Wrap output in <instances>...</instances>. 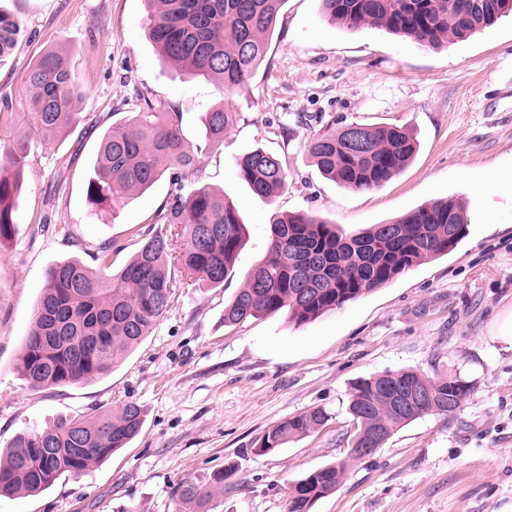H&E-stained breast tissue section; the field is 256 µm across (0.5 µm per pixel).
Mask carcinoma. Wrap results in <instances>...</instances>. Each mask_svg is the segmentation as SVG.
Returning <instances> with one entry per match:
<instances>
[{
	"mask_svg": "<svg viewBox=\"0 0 512 512\" xmlns=\"http://www.w3.org/2000/svg\"><path fill=\"white\" fill-rule=\"evenodd\" d=\"M149 39L161 56L193 78L221 81V91L244 83L265 59L268 38L287 0H146ZM322 14L348 29L382 28L411 42L439 47L464 41L512 15V0H320ZM21 23L0 11V56L9 52ZM24 96L33 131L48 140L82 119L83 94L69 57L48 49L24 74ZM238 113L216 106L203 118L210 142L224 140ZM403 126L351 124L322 128L308 154L325 177L355 191L382 186L402 172L416 153ZM28 142L0 144V242L16 232L18 197ZM196 154L186 142L177 112H159L144 101L128 124L104 133L88 180L96 209L125 205L164 175L173 185L160 213L164 228L144 237L134 257L117 273H98L79 260L48 267L34 307L17 370L32 387L77 384L108 373L123 352L138 345L169 309L176 264L193 282L224 285L244 236V225L229 195L205 184L185 191ZM238 176L261 198L286 184L287 173L273 154L257 148L236 160ZM460 200L424 204L401 219L347 237L322 218L303 212L274 216L266 256L247 285L224 308V322L239 324L285 311L296 323L314 320L389 284L411 267L445 255L466 234ZM413 385L430 403L398 407L393 392ZM469 391L448 374L429 378L406 370L386 371L357 382L350 394L354 437L370 448L385 444L400 427L429 413L431 406L454 416ZM326 420L319 410L289 417L266 431L257 448L267 454ZM143 413L135 402L105 410L92 420L60 418L27 428L0 459V496L41 493L63 475H79L126 447L140 433ZM346 463L329 464L290 488L288 512H311L341 484ZM211 491L194 482L179 487L182 512L202 506Z\"/></svg>",
	"mask_w": 512,
	"mask_h": 512,
	"instance_id": "cac0c4a2",
	"label": "carcinoma"
}]
</instances>
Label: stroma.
<instances>
[{
  "label": "stroma",
  "instance_id": "stroma-1",
  "mask_svg": "<svg viewBox=\"0 0 512 512\" xmlns=\"http://www.w3.org/2000/svg\"><path fill=\"white\" fill-rule=\"evenodd\" d=\"M0 10L23 27L0 56L1 96L20 100L27 66L48 49L70 54L84 91L82 122L48 141L23 109L0 112V138L29 142L18 228L0 244V449L61 417L91 419L128 401L144 414L128 448L39 495L0 497V512H178L179 486L218 471L224 486L204 512H288L294 481L342 460L343 482L312 512H512V345L501 339L512 326V186L486 182L512 165V16L422 48L381 28L344 30L318 0H288L262 64L223 95L218 81L188 79L159 55L145 0H0ZM146 99L180 114L199 148L195 177L229 194L243 244L222 287L173 270L168 312L109 374L30 387L15 365L46 269L77 259L115 273L157 229L168 178L113 212L91 214L87 200L103 133ZM219 104L239 117L210 143L201 119ZM322 115L407 127L418 152L382 187L351 191L307 152ZM257 148L288 173L269 199L235 166ZM451 197L465 203L468 234L447 255L304 324L284 311L225 323V306L266 254L274 215L305 212L350 236ZM398 370L450 373L469 392L454 417L422 415L374 454L348 460L354 383ZM313 409L327 414L323 425L257 454L266 430Z\"/></svg>",
  "mask_w": 512,
  "mask_h": 512
}]
</instances>
